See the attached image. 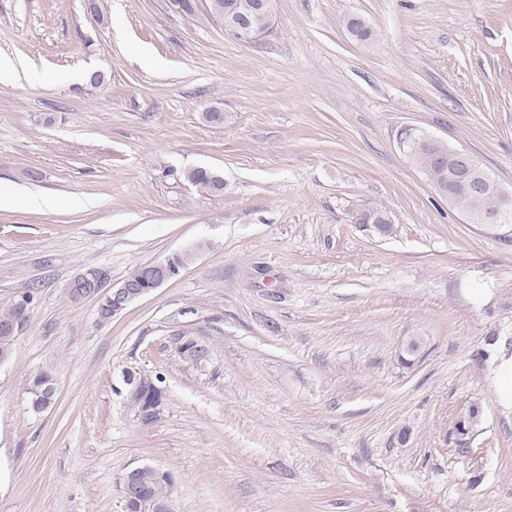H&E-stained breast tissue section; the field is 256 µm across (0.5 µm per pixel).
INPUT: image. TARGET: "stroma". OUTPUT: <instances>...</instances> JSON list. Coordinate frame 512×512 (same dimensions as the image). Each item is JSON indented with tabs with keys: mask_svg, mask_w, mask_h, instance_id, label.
<instances>
[{
	"mask_svg": "<svg viewBox=\"0 0 512 512\" xmlns=\"http://www.w3.org/2000/svg\"><path fill=\"white\" fill-rule=\"evenodd\" d=\"M276 7L244 45L169 0H0V305L39 289L0 365V512H122L146 464L174 512H512V224L467 223L394 140L419 128L512 187V0ZM192 167L223 192L165 175ZM184 251L109 321L67 293ZM127 370L164 379L150 421Z\"/></svg>",
	"mask_w": 512,
	"mask_h": 512,
	"instance_id": "1",
	"label": "stroma"
}]
</instances>
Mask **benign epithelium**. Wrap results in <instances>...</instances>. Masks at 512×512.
<instances>
[{"label":"benign epithelium","mask_w":512,"mask_h":512,"mask_svg":"<svg viewBox=\"0 0 512 512\" xmlns=\"http://www.w3.org/2000/svg\"><path fill=\"white\" fill-rule=\"evenodd\" d=\"M220 15L219 23L224 26V33L243 44H252L270 31L278 23L276 0H254L244 5L241 0H229L216 8ZM416 128L405 126L396 133V144L407 157L415 153L417 144L404 137L406 133H415ZM434 143L440 152L433 157V162L448 172V179L437 187V191L454 202L452 189L463 185L474 193H494L498 199L495 214L486 217L473 211H465L463 215L472 224H509L512 222V188L504 187L486 170L480 168L474 157L464 149L445 150L446 144L439 140ZM178 255L140 266L139 277L126 278L117 287L108 288L107 274L101 269H89L75 277L68 285L70 296L77 300L94 299L98 303V316L102 321L120 315L131 305L148 293L161 287L173 278L171 267ZM127 397L139 398V417L144 421L151 420L164 398V390L155 380V376L145 371H134L128 378ZM145 467L138 466L127 469L121 476L123 512H173V500L168 497L157 501L153 508H144L139 491L140 473Z\"/></svg>","instance_id":"1"}]
</instances>
